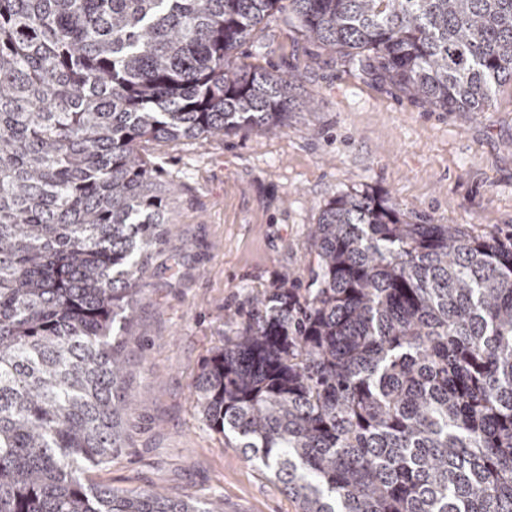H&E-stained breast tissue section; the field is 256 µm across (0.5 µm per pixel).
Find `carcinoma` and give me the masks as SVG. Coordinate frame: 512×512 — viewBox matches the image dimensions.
<instances>
[{
  "label": "carcinoma",
  "mask_w": 512,
  "mask_h": 512,
  "mask_svg": "<svg viewBox=\"0 0 512 512\" xmlns=\"http://www.w3.org/2000/svg\"><path fill=\"white\" fill-rule=\"evenodd\" d=\"M276 14L425 106L512 86V0H0V512H224L86 473L125 447L122 328L168 233L139 145L282 131L292 80L238 54ZM311 236L198 413L297 512H512V236L367 191Z\"/></svg>",
  "instance_id": "carcinoma-1"
}]
</instances>
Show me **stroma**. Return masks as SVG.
<instances>
[{"instance_id": "35a3bbf8", "label": "stroma", "mask_w": 512, "mask_h": 512, "mask_svg": "<svg viewBox=\"0 0 512 512\" xmlns=\"http://www.w3.org/2000/svg\"><path fill=\"white\" fill-rule=\"evenodd\" d=\"M243 51L292 78L288 125L140 144L179 190L124 349L125 447L88 478L172 498L216 492L224 512H297L281 484L202 419L195 377L257 295L305 287L311 230L337 193L390 197L415 222L512 233V87L484 112L433 111L343 67L278 17Z\"/></svg>"}]
</instances>
